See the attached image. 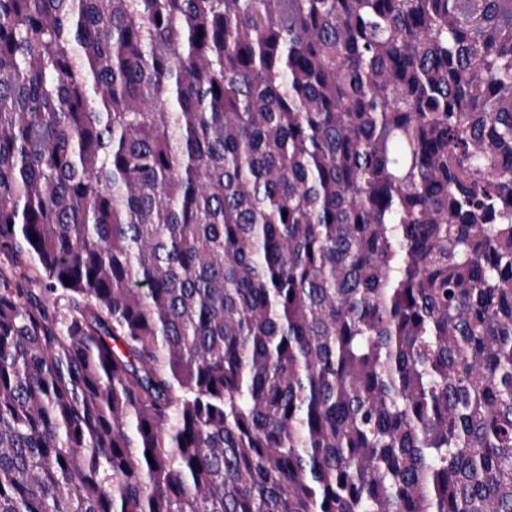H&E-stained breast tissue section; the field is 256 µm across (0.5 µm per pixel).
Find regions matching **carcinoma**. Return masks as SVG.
<instances>
[{
	"instance_id": "carcinoma-1",
	"label": "carcinoma",
	"mask_w": 512,
	"mask_h": 512,
	"mask_svg": "<svg viewBox=\"0 0 512 512\" xmlns=\"http://www.w3.org/2000/svg\"><path fill=\"white\" fill-rule=\"evenodd\" d=\"M0 512H512V0H0Z\"/></svg>"
}]
</instances>
